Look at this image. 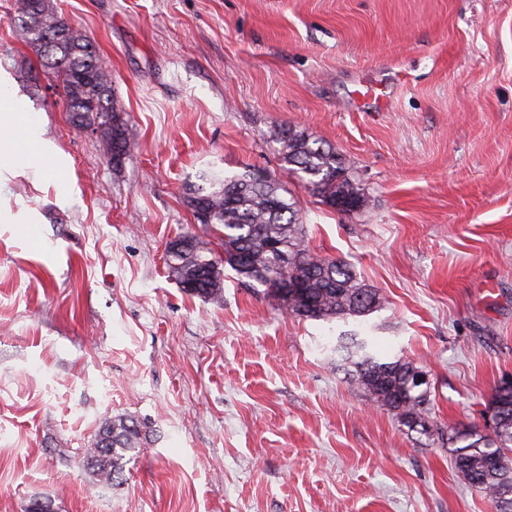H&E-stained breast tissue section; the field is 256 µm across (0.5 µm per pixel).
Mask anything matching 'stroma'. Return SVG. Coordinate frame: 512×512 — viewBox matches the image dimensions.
Listing matches in <instances>:
<instances>
[{"label": "stroma", "mask_w": 512, "mask_h": 512, "mask_svg": "<svg viewBox=\"0 0 512 512\" xmlns=\"http://www.w3.org/2000/svg\"><path fill=\"white\" fill-rule=\"evenodd\" d=\"M95 42L137 129L121 165L76 128L0 0V71L62 151V183L0 188V512H493L448 434L483 426L512 381V0H54ZM387 87L359 104L360 81ZM335 146L370 202L321 204L270 133ZM276 175L309 247L379 290L363 319L286 314L224 272L184 291L183 232L224 249L187 203L203 177ZM430 380L428 430L352 382L336 338ZM151 441L118 483L82 462L102 423Z\"/></svg>", "instance_id": "1"}]
</instances>
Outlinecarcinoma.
Masks as SVG:
<instances>
[{
	"instance_id": "cac0c4a2",
	"label": "carcinoma",
	"mask_w": 512,
	"mask_h": 512,
	"mask_svg": "<svg viewBox=\"0 0 512 512\" xmlns=\"http://www.w3.org/2000/svg\"><path fill=\"white\" fill-rule=\"evenodd\" d=\"M17 0L18 20L29 46L43 66L61 82L66 111L79 118L81 128L99 123L104 155L117 166L136 137L133 125L115 106L106 66L91 38L56 10L52 0ZM57 38L43 48V33ZM284 169L324 205L340 212L368 204L365 190L346 174L343 159L329 144L288 126L273 130ZM195 219L222 227L224 265L241 278L266 288L281 308L292 316L314 320L365 317L382 309L379 291L361 281L343 260L309 248L297 201L283 183L261 170L199 187L190 196ZM170 272L188 293L203 298L222 296L224 279L218 261L205 254L196 235L186 232L167 247ZM289 280L303 285L290 299L278 295V284ZM337 348L347 351L353 378L368 398L409 427L425 426L428 394L410 390L404 369L410 363L398 358L383 361L369 352L359 336H341ZM493 426L453 430L450 437L454 466L470 488L487 499L494 512H512V390L495 392ZM150 439L137 420L118 417L102 424L83 455L98 481L110 485L122 472L127 454Z\"/></svg>"
}]
</instances>
